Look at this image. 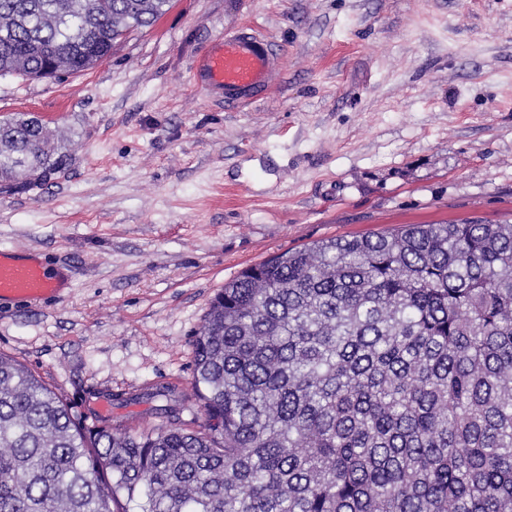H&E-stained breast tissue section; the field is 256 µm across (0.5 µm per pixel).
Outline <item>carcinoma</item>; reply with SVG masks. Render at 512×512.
I'll return each instance as SVG.
<instances>
[{
    "instance_id": "carcinoma-1",
    "label": "carcinoma",
    "mask_w": 512,
    "mask_h": 512,
    "mask_svg": "<svg viewBox=\"0 0 512 512\" xmlns=\"http://www.w3.org/2000/svg\"><path fill=\"white\" fill-rule=\"evenodd\" d=\"M171 0H0V77L72 74ZM70 155L0 119V193ZM203 421L87 436L0 355V512H512V224H409L224 284L194 345Z\"/></svg>"
}]
</instances>
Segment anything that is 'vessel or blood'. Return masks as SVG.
Segmentation results:
<instances>
[{
    "instance_id": "vessel-or-blood-1",
    "label": "vessel or blood",
    "mask_w": 512,
    "mask_h": 512,
    "mask_svg": "<svg viewBox=\"0 0 512 512\" xmlns=\"http://www.w3.org/2000/svg\"><path fill=\"white\" fill-rule=\"evenodd\" d=\"M280 57L259 30L247 27L215 36L197 58L194 85L228 107H240L263 98L279 69ZM67 276L36 255L18 260L0 250V306L36 305L63 298Z\"/></svg>"
}]
</instances>
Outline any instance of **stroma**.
<instances>
[{"instance_id": "obj_1", "label": "stroma", "mask_w": 512, "mask_h": 512, "mask_svg": "<svg viewBox=\"0 0 512 512\" xmlns=\"http://www.w3.org/2000/svg\"><path fill=\"white\" fill-rule=\"evenodd\" d=\"M252 25L282 53L256 104L193 87L215 36ZM37 114L71 155L0 194V249L67 269L39 307H0V354L87 431L161 425L193 395L214 295L290 249L406 224H512V0H172L94 68L0 78V119Z\"/></svg>"}]
</instances>
